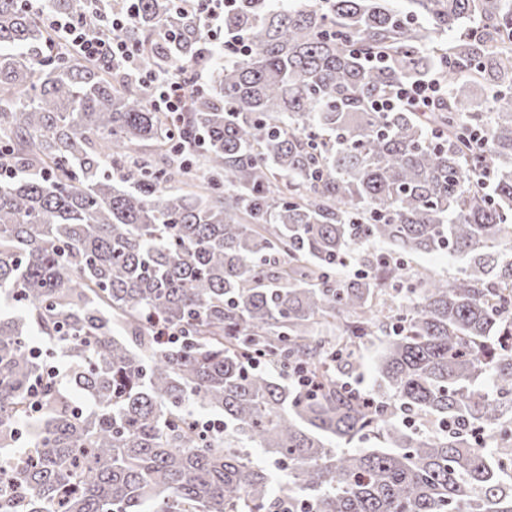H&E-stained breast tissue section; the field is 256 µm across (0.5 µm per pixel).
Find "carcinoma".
I'll use <instances>...</instances> for the list:
<instances>
[{"label": "carcinoma", "mask_w": 512, "mask_h": 512, "mask_svg": "<svg viewBox=\"0 0 512 512\" xmlns=\"http://www.w3.org/2000/svg\"><path fill=\"white\" fill-rule=\"evenodd\" d=\"M389 2L238 0L247 48L176 117L0 0V512H512V0ZM136 8L146 67L210 65ZM432 73L438 109L376 110ZM379 336L377 389L343 387ZM413 263L431 266L437 273L443 276L456 274L457 267L461 265V261L458 258H448V256L439 254L424 255L414 258Z\"/></svg>", "instance_id": "cac0c4a2"}]
</instances>
